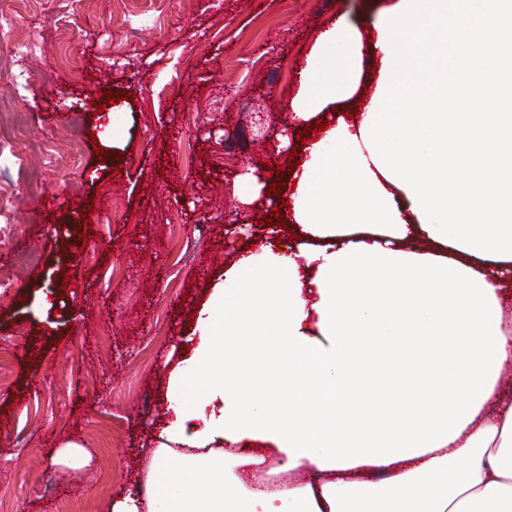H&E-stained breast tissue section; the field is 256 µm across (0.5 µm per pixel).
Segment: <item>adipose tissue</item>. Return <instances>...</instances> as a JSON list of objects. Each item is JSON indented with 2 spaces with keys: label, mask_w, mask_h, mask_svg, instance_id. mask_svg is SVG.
Masks as SVG:
<instances>
[{
  "label": "adipose tissue",
  "mask_w": 512,
  "mask_h": 512,
  "mask_svg": "<svg viewBox=\"0 0 512 512\" xmlns=\"http://www.w3.org/2000/svg\"><path fill=\"white\" fill-rule=\"evenodd\" d=\"M375 31L321 34L289 127L351 94L369 43L367 110L305 143L288 255L269 237L220 274L168 374L150 495L110 512H512V0H400ZM251 440L309 482L266 489Z\"/></svg>",
  "instance_id": "1"
}]
</instances>
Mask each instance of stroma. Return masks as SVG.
Returning a JSON list of instances; mask_svg holds the SVG:
<instances>
[{"mask_svg": "<svg viewBox=\"0 0 512 512\" xmlns=\"http://www.w3.org/2000/svg\"><path fill=\"white\" fill-rule=\"evenodd\" d=\"M396 2L11 0L35 48L0 44V512H108L143 484L163 363L210 280L266 237L240 176L285 180L284 107L320 33H372ZM379 68L365 50L337 104L353 123ZM69 442L89 465L58 460Z\"/></svg>", "mask_w": 512, "mask_h": 512, "instance_id": "obj_1", "label": "stroma"}]
</instances>
